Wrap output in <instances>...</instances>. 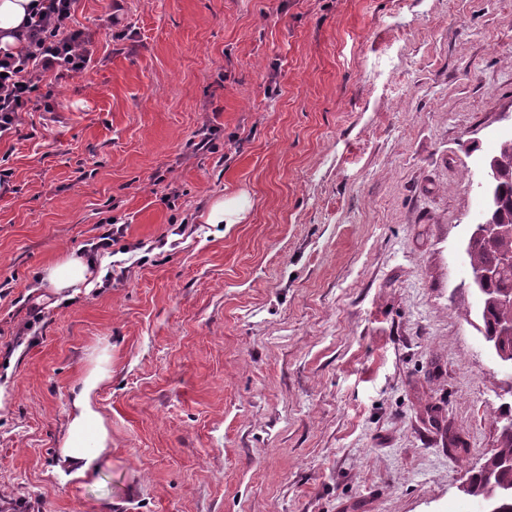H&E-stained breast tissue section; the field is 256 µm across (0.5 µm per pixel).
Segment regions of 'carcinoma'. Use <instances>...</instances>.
<instances>
[{
    "instance_id": "1",
    "label": "carcinoma",
    "mask_w": 512,
    "mask_h": 512,
    "mask_svg": "<svg viewBox=\"0 0 512 512\" xmlns=\"http://www.w3.org/2000/svg\"><path fill=\"white\" fill-rule=\"evenodd\" d=\"M493 159L497 168L487 165V179L481 190L489 206L500 215L501 223L512 225V138L503 140ZM512 253V235H496L492 228H475L469 238L467 256L472 275L487 266H499L501 256ZM512 289V266L501 267L498 276L476 289L483 296L482 320L485 340L503 364L512 366V336L500 333L501 322L512 318V309L496 305L492 298L503 289ZM498 446L484 461L470 481L466 494L488 502L489 512H512V402L499 406Z\"/></svg>"
}]
</instances>
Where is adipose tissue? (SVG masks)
<instances>
[{
	"label": "adipose tissue",
	"mask_w": 512,
	"mask_h": 512,
	"mask_svg": "<svg viewBox=\"0 0 512 512\" xmlns=\"http://www.w3.org/2000/svg\"><path fill=\"white\" fill-rule=\"evenodd\" d=\"M92 267V261L82 252H72L46 267L43 279L54 294L60 295L85 283ZM109 366V355L99 357L86 369L73 392L59 467L77 478L93 477L112 448V434L96 402L98 391L110 377Z\"/></svg>",
	"instance_id": "obj_1"
}]
</instances>
